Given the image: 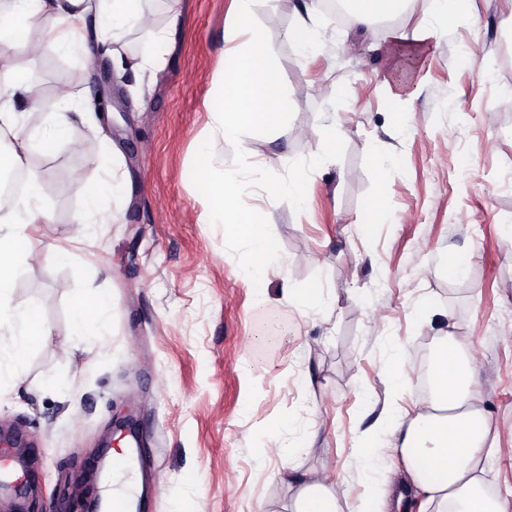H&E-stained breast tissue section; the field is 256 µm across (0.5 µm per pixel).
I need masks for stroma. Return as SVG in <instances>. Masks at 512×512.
<instances>
[{"instance_id": "obj_1", "label": "stroma", "mask_w": 512, "mask_h": 512, "mask_svg": "<svg viewBox=\"0 0 512 512\" xmlns=\"http://www.w3.org/2000/svg\"><path fill=\"white\" fill-rule=\"evenodd\" d=\"M142 7L147 30L129 32L118 49L139 57L148 29L163 30V61L151 74L49 45L34 58L11 51L41 104L60 85L98 95L106 73L123 93L122 107L30 154L28 173L53 221L30 232L40 259L22 269L13 301L32 307L51 334L33 337L15 386L0 389V424L22 433L35 463L24 512H76L79 485L99 477L98 450L124 448L114 423L128 414L163 487L150 512H256L262 502L290 512L281 471L327 456L336 493L359 503L369 491L363 454L376 453L388 479L401 477L396 437L378 431V419L413 409L414 354L448 330L474 350L480 406L500 431L490 490L512 498V63L501 59L512 0H471L417 57L416 90L398 97L382 86L387 34L436 16L439 0H413L367 28L316 11L321 48L310 57L298 49L296 14L259 0L253 11L295 107L286 128L243 137L249 161L285 172L320 150V129L331 123L345 155L310 173L302 213L248 194L281 247L257 287L222 230L201 223L204 198L192 182L215 126L209 103L222 52L244 38L232 0ZM96 154L114 160L125 192L110 203L114 221L77 242L83 198L56 182ZM452 253L470 255L465 278L449 274ZM289 286L317 289V304L288 299ZM91 296L112 301L111 332L96 344L70 337ZM391 372L401 387H385ZM324 413L334 426L314 430ZM275 440L295 446L291 458L266 454Z\"/></svg>"}]
</instances>
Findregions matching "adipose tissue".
<instances>
[{"label": "adipose tissue", "instance_id": "obj_1", "mask_svg": "<svg viewBox=\"0 0 512 512\" xmlns=\"http://www.w3.org/2000/svg\"><path fill=\"white\" fill-rule=\"evenodd\" d=\"M142 0H8L0 7V46L21 47L27 54H39L45 44H53L64 56L112 55V45L120 34L142 25ZM469 0H442L439 19H422L412 30H391L386 53L390 71L384 85L390 95L408 89L394 72L402 53L418 54L428 42L450 28ZM92 26L91 41L80 38L85 26ZM40 110V102L22 66L9 56L0 57V142L13 141L14 149L0 156V172L28 167L32 147H49L64 138L76 120H87L94 111L91 98L76 99L66 88L59 89L55 111L41 122L25 127L21 114ZM74 187L82 194L85 212L109 223L112 214L106 202L120 196L124 186L113 169L98 161L78 174ZM51 216L41 205L37 186L29 189L8 212L0 214V325H7L9 339H0V367L9 379H16L19 355L31 336L49 335L38 326L30 307L13 304L22 268L37 256L26 246L27 230L35 224L50 223ZM431 392L417 398L410 415H386L382 422L398 435V450L407 463L411 482L426 496L435 512H512V500L489 495L486 462L498 446L499 436L489 424L473 390L472 360L462 357L460 343L452 333L435 337ZM332 460L319 468L290 470L286 478L296 494L291 512H375L372 498H364L356 508H348L332 489L329 473Z\"/></svg>", "mask_w": 512, "mask_h": 512}]
</instances>
